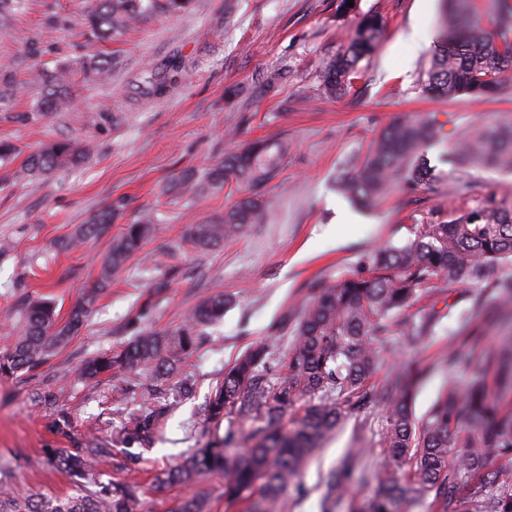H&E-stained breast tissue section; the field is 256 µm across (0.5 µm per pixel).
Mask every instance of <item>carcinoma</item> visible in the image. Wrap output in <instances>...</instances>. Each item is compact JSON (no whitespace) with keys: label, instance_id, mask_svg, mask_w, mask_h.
<instances>
[{"label":"carcinoma","instance_id":"obj_1","mask_svg":"<svg viewBox=\"0 0 512 512\" xmlns=\"http://www.w3.org/2000/svg\"><path fill=\"white\" fill-rule=\"evenodd\" d=\"M190 0H91L86 13L90 36L108 39L122 34L145 16L176 15ZM442 37L426 70V87L437 96L461 93L474 97L499 89L504 74H512V0L484 30L474 21L470 0H448ZM25 9V0H0V21ZM380 17L362 14L344 50L324 67L322 90L339 97L361 78L359 64L377 46ZM112 64L93 56L83 62L88 80H105ZM44 95L40 112H59L74 99L67 67L41 74ZM17 97V84L0 73V107ZM439 139L429 120L399 118L372 141L364 157L342 165L338 190L361 207H371L394 185L416 193L436 178L422 148ZM275 144L256 140L228 153L208 173L213 187L230 180L261 185L272 177ZM90 148L61 140L27 159L33 176L76 167ZM462 169L512 173V124L486 126L450 148ZM268 203L255 197L239 199L224 218L192 224L187 240L200 250L220 245L227 237L265 223ZM410 237L400 244H384L368 256L366 271L320 285L299 310L285 318L291 325L292 347L277 363L269 342L247 348L224 368V380L211 393L208 419L214 434H204L182 461L161 473V484H196L210 478L224 481V512H282L285 500L301 496L303 470L311 454L332 435L349 412L383 407L380 445L382 459L364 463L366 450L347 449L324 480L321 512H407V505L431 500L436 512H459L460 485L476 481L473 497L483 512H512V341L479 364L480 374L461 388L450 382L429 412L417 422L412 411L413 391L434 365L420 360L402 365L379 384L369 383L389 335V319L396 313L445 288L484 281L491 269L504 273L494 285L497 313L512 317V204L490 194L474 208L411 216ZM111 210L97 212L75 235L62 240L68 250L89 238L109 233ZM157 232L152 217L128 224L112 240L100 277L59 324L55 304L47 299L26 301L20 308L17 337L0 349V375L30 372L54 349L76 335L90 306L106 288L112 273L138 253ZM233 299L212 293L193 307L186 322L172 331H140L121 346L85 361L76 374L93 379L115 372L151 367L149 394L162 387L192 357L203 330L224 318ZM406 338L419 342L435 333L437 311L425 305ZM457 338L448 336L437 365L453 373L460 363ZM163 411L143 401L117 429L112 444L94 441L84 448L46 449L53 466L77 484L74 495L43 494L17 497L0 488V512H142L140 486L109 480L97 474L99 464L112 459V448L125 449L124 468L142 462L137 445H150L161 425ZM228 422L219 435L222 422ZM248 430H243V423ZM457 452L449 455V449ZM356 485H369L365 500L351 495ZM204 493L181 500L171 512H204Z\"/></svg>","mask_w":512,"mask_h":512}]
</instances>
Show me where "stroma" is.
I'll list each match as a JSON object with an SVG mask.
<instances>
[{"mask_svg":"<svg viewBox=\"0 0 512 512\" xmlns=\"http://www.w3.org/2000/svg\"><path fill=\"white\" fill-rule=\"evenodd\" d=\"M338 0H192L178 17L153 14L123 36L97 40L83 26L87 0H26V8L0 30V70L13 74L19 96L0 110V140L16 148L0 161V346L11 339L6 314L24 297L54 300L60 318L92 288L113 237L144 213L161 228L149 238L150 261L130 259L92 306L84 326L37 370L0 376V480L14 495L73 494L71 478L49 465V448H82L108 441L147 393L149 373L136 370L85 381L75 375L83 361L130 339L129 320L142 304L150 311L143 329L177 328L208 293L235 300L222 322L207 327L184 371L195 382L184 395L170 379L157 402L166 410L155 443L142 449L139 470L122 469L115 449L101 468L103 479L134 482L144 489V512H170L190 487L158 484L157 473L180 462L208 429L206 404L224 368L247 347L274 337L275 357L291 346L280 326L291 307L313 296L323 281L361 271L379 245L404 242L409 213L476 205L489 194L512 202V175L478 170L454 172L444 157L449 143L478 125L512 121V78L497 94L448 99L427 93L423 72L440 36L439 0H361L362 10L383 18L378 46L362 62L358 90L340 98L321 90L325 64L351 38L358 16L340 17ZM423 39L411 40L413 31ZM42 39L44 53L29 59L25 48ZM112 60L104 81L85 80L83 58ZM68 66L75 99L62 112H41L38 69ZM400 117L434 120L442 138L427 149L439 179L413 195L390 189L370 213L355 211L334 186L340 164L364 156L374 137ZM91 141L80 167L40 177L24 166L30 154L54 140ZM286 144L274 177L257 188L234 182L223 189L187 194L170 183L183 170L203 175L248 140ZM251 194L269 202L266 223L209 250L187 240L190 225L222 218L237 199ZM114 213L110 236L71 251L57 243L103 206ZM437 295L449 309L434 336L407 344L394 322L389 349L381 353L374 381L405 360L435 361L450 334L466 329L474 341L459 345L455 374L430 373L419 385L415 418H423L448 378L467 384L476 375L469 358L512 338V321L496 315L490 283ZM162 292H155V285ZM125 390L127 399L115 403ZM67 413L71 426L54 421ZM379 412L347 415L317 452L303 476L308 494L285 512H319L321 480L347 448H362L374 464L380 452Z\"/></svg>","mask_w":512,"mask_h":512,"instance_id":"1","label":"stroma"}]
</instances>
